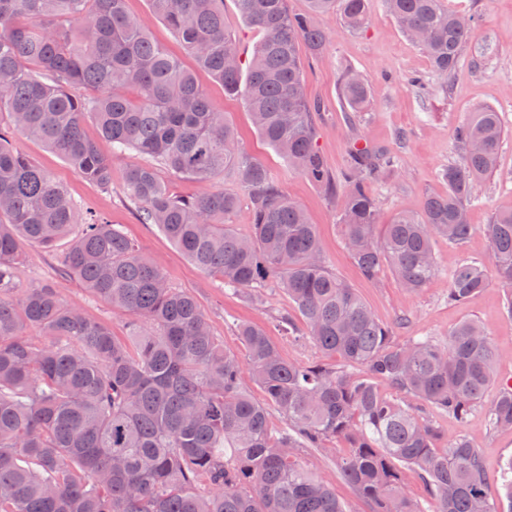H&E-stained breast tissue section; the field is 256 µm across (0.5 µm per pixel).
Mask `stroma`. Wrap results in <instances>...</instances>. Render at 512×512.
Instances as JSON below:
<instances>
[{"label":"stroma","mask_w":512,"mask_h":512,"mask_svg":"<svg viewBox=\"0 0 512 512\" xmlns=\"http://www.w3.org/2000/svg\"><path fill=\"white\" fill-rule=\"evenodd\" d=\"M368 2L371 23L359 31L346 30L339 15L317 16V24L332 38L321 56H305L304 81L309 98L320 108L317 145L330 171L336 173L348 167L349 145L356 139L394 154V169L371 185L382 220L399 213L420 214L427 196L447 191L441 173L459 159L455 132L469 112L492 108L499 112L507 131L497 169L481 178L475 189L469 211L475 227L472 237L462 245L437 239V271L417 292L403 290L386 268L376 280H366L339 235L334 203L306 178L290 171L284 160L263 143L240 98L225 95L223 87L205 71H197V81L214 109L224 113L235 128L241 146L272 170L288 195L301 204L310 223L316 224L329 269L358 292L381 322L393 327L397 341L431 336L444 344L461 322L479 321L500 351L497 376L512 380V318L503 310L504 288L493 279L466 302L448 300L453 269L466 260L488 258L484 224L490 223L495 213L512 210V0H444L449 10L476 19L460 62L446 79L435 75L426 54L402 33L386 11L384 0ZM346 65L368 80L372 89L369 111L344 110L338 80ZM414 76L422 78V85L411 84ZM10 142L48 170L81 208L104 215L133 239L140 251L165 271L174 287L191 293L227 349L238 354L243 351L236 332L238 324L265 326L272 316L292 312L287 296L278 291L268 292L264 305L245 302L224 288L218 277L197 269L155 225L139 221L135 208L122 194V183L126 169L143 163V156L131 152L115 160L112 187L105 190L80 177L64 159L37 141L14 134ZM18 278L25 285L54 284L86 315L109 323L114 335H125L126 317L113 313L77 281L61 277L53 253L34 246L27 248ZM436 421L438 447H449L464 434L481 448L488 491L500 512H512V499L507 497L502 481L505 464L512 459V430L490 431L481 408L463 423L445 414L437 415ZM343 446L339 440L327 451L308 448L302 457L313 464L319 480L335 489L347 512H364L363 503L336 470L334 460Z\"/></svg>","instance_id":"1"}]
</instances>
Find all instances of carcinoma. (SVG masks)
I'll use <instances>...</instances> for the list:
<instances>
[{"label":"carcinoma","instance_id":"carcinoma-1","mask_svg":"<svg viewBox=\"0 0 512 512\" xmlns=\"http://www.w3.org/2000/svg\"><path fill=\"white\" fill-rule=\"evenodd\" d=\"M126 2L0 0V117L105 189L112 159L150 157L123 178L141 222L255 302L256 289L277 285L299 318L282 316L277 327L341 364L292 363L250 323L237 327L244 356L227 350L191 294L123 232L78 208L0 131V512H345L298 456L334 439L346 444L337 470L368 512H425L403 491L409 476L426 487L432 512H499L481 449L463 434L434 447V414L465 421L494 382L499 351L486 328L464 321L444 346L431 336L397 342L326 267L301 206L240 147L195 74ZM148 2L224 94L243 98L264 142L336 202L345 247L365 279L386 266L415 292L435 274L434 239L459 244L472 235L474 187L496 167L506 137L498 112L479 108L458 126L460 161L442 173L448 192L429 196L422 214L387 224L369 182L394 166L392 153L353 144L349 167L335 176L316 148L302 51L317 56L331 39L317 15L335 12L348 29L367 27L366 0H308L306 14L290 12L287 0H235L259 34L248 62L224 22V0ZM385 2L406 36L424 34L418 46L448 78L473 20L459 21L442 0ZM339 91L349 112L370 102V86L352 69L341 72ZM88 115L111 141L112 157L86 137ZM160 167L199 183L230 173L250 201L248 232L228 222L238 192L176 196ZM483 233L489 265L453 270L448 301L475 296L491 273L512 317V211L496 214ZM66 238L57 266L127 314L126 335L85 317L51 284L18 283L24 246L50 249ZM251 384L263 400L252 397ZM273 410L286 427L271 426ZM488 418L512 429V386L501 387Z\"/></svg>","mask_w":512,"mask_h":512}]
</instances>
